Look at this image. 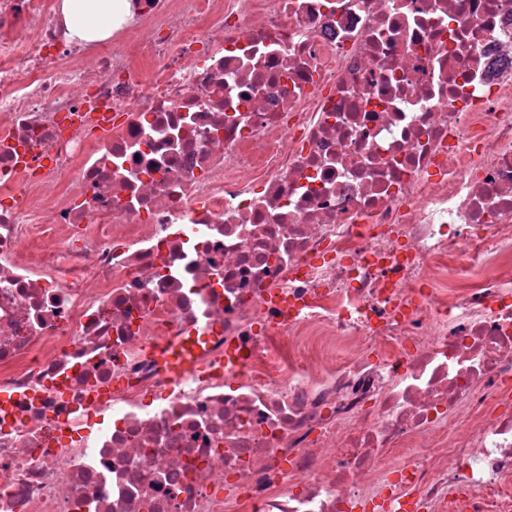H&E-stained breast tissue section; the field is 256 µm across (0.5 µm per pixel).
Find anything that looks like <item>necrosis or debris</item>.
I'll return each mask as SVG.
<instances>
[{"label":"necrosis or debris","mask_w":512,"mask_h":512,"mask_svg":"<svg viewBox=\"0 0 512 512\" xmlns=\"http://www.w3.org/2000/svg\"><path fill=\"white\" fill-rule=\"evenodd\" d=\"M130 2L0 0V512H512V0ZM60 10L73 38L93 41L112 34V24L129 14V4L126 0H61ZM196 339L197 336H190L183 346L169 349L164 353V358L174 375L180 376L194 369V354L198 350Z\"/></svg>","instance_id":"obj_1"}]
</instances>
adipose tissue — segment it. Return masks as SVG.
<instances>
[{"mask_svg": "<svg viewBox=\"0 0 512 512\" xmlns=\"http://www.w3.org/2000/svg\"><path fill=\"white\" fill-rule=\"evenodd\" d=\"M61 12L73 38H107L112 25L129 13L127 0H61Z\"/></svg>", "mask_w": 512, "mask_h": 512, "instance_id": "1", "label": "adipose tissue"}]
</instances>
